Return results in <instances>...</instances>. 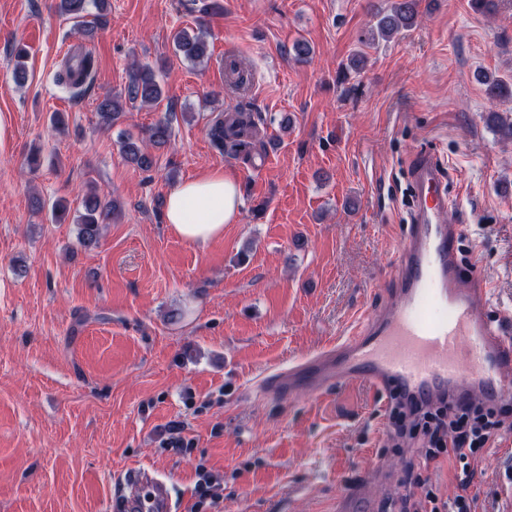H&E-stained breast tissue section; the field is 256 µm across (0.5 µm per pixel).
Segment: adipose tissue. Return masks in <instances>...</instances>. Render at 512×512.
<instances>
[{
	"label": "adipose tissue",
	"instance_id": "obj_1",
	"mask_svg": "<svg viewBox=\"0 0 512 512\" xmlns=\"http://www.w3.org/2000/svg\"><path fill=\"white\" fill-rule=\"evenodd\" d=\"M241 198L235 179L223 170L205 171L172 187L166 199V220L182 239L203 244L222 236L224 227L236 223Z\"/></svg>",
	"mask_w": 512,
	"mask_h": 512
}]
</instances>
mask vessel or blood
<instances>
[{"label": "vessel or blood", "instance_id": "b4317fda", "mask_svg": "<svg viewBox=\"0 0 512 512\" xmlns=\"http://www.w3.org/2000/svg\"><path fill=\"white\" fill-rule=\"evenodd\" d=\"M413 217L398 244L390 297L361 330L320 356L289 368L277 383L320 393L334 384L362 381L374 391L418 401L457 398L495 401L512 396V326L486 313L491 288L458 256L462 227L449 204L447 179L436 158L418 154L412 166ZM130 496L118 512H168L164 482L132 468ZM370 487L357 485L338 512H374Z\"/></svg>", "mask_w": 512, "mask_h": 512}]
</instances>
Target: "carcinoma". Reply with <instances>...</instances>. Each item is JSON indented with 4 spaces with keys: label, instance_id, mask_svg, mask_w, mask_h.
<instances>
[{
    "label": "carcinoma",
    "instance_id": "carcinoma-1",
    "mask_svg": "<svg viewBox=\"0 0 512 512\" xmlns=\"http://www.w3.org/2000/svg\"><path fill=\"white\" fill-rule=\"evenodd\" d=\"M58 13L69 19H78L86 12V0H57ZM419 18L418 0H391L386 11L376 16V23L371 28L372 38L387 40L396 33L417 25ZM176 52L189 61H196L204 56L206 44L204 32L194 35L185 30L176 32L173 36ZM95 74V59L91 52L85 51L71 56L64 69L57 76V83L71 99H80L90 90ZM480 82L488 85V92L498 98L504 97L502 90L512 84L500 77L490 78L483 71L477 73ZM127 100L130 103L152 104L163 97V88L154 70L148 66H135L128 73L126 88ZM124 112L120 97H106L98 104L100 124L110 128L117 123ZM263 121L262 114L252 112L239 105L235 112L219 114L210 125L208 135L212 146L219 152L231 158L250 160L258 151L261 142L250 139L252 131L258 129V123ZM487 122L493 124L494 130L501 137L512 140V115L507 112H490ZM148 142L156 147L165 146L171 139V121L160 120L145 131ZM122 154L126 161L142 170H148L153 165L152 157L143 150L139 141L125 137L120 142ZM84 212L78 216V237L81 244L90 247L98 243L101 225L112 220L116 205L109 201L103 203L92 194L83 201Z\"/></svg>",
    "mask_w": 512,
    "mask_h": 512
}]
</instances>
